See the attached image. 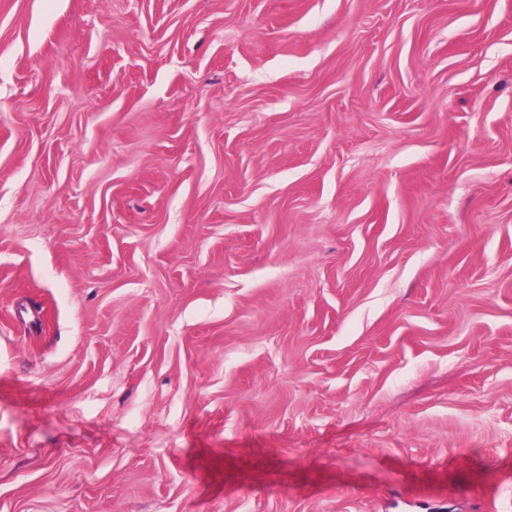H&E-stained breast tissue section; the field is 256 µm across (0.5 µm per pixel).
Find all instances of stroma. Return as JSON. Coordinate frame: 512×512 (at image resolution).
<instances>
[{
  "mask_svg": "<svg viewBox=\"0 0 512 512\" xmlns=\"http://www.w3.org/2000/svg\"><path fill=\"white\" fill-rule=\"evenodd\" d=\"M0 512H512V0H0Z\"/></svg>",
  "mask_w": 512,
  "mask_h": 512,
  "instance_id": "stroma-1",
  "label": "stroma"
}]
</instances>
